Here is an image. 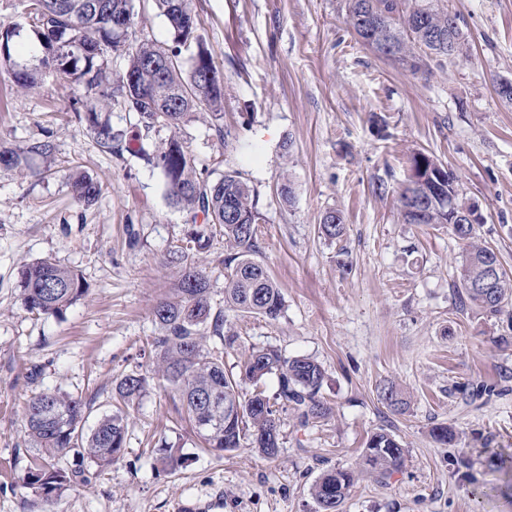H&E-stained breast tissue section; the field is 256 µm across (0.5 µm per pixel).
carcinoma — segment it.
Returning a JSON list of instances; mask_svg holds the SVG:
<instances>
[{"label": "carcinoma", "mask_w": 512, "mask_h": 512, "mask_svg": "<svg viewBox=\"0 0 512 512\" xmlns=\"http://www.w3.org/2000/svg\"><path fill=\"white\" fill-rule=\"evenodd\" d=\"M168 24L169 44L127 43L128 32L112 26V17L125 15L135 20L134 0H24L33 17L30 30L40 44L41 64L50 66L60 84L75 95L85 89V99L73 98L76 120L85 126L101 150L110 154L142 151L141 132L165 127L169 136L155 150L153 166L164 177L168 197L186 209L193 228L186 246L173 252L170 262L181 265L171 297L153 309L155 336L151 341L153 368L133 369L121 376L115 397L129 405L141 399L152 383L169 389L178 398V413L194 423L203 449L224 452L241 447L244 437L269 458L280 448V419L277 409L260 389L269 375L278 377V399L283 406L300 411L301 424L325 420L332 407L322 400L325 372L307 356L287 357L275 348L250 352L237 371L224 368V348L234 346L237 336L224 332V318L212 315L210 279L194 263H186L189 252L204 250L214 239H224L230 253L224 258V304L235 311L278 319L283 312L280 288L263 265L252 258L260 216L254 190L236 171L211 178L207 168L197 166L180 138L181 126L200 108L208 111L217 131L224 120V81L212 51L197 34L195 15L189 0H155ZM345 22L357 37L383 56L417 70L424 58L448 60L459 51L464 32L459 16L433 4V0H346ZM18 24L0 22V58L13 62L29 46L22 40ZM124 60L117 76L108 71L107 57ZM161 61L158 69L150 64ZM14 82L24 91L39 83L37 68L14 62ZM119 108L135 115L128 129L113 127L108 114ZM55 151L51 136L27 141L24 147L0 150V164L19 166L31 157L50 158ZM438 171L443 178L430 186L435 202L420 218L422 224H446L448 195L464 205L453 175L429 154L418 151L411 157V171ZM66 184L74 199L95 204L102 194L100 182L84 173H70ZM328 239L344 235L340 213H325L319 225ZM459 239L467 249L459 266V304L476 307L490 317L512 305V274L498 252L474 241L472 228L461 229ZM487 257L500 270L496 287L473 288L480 279V259ZM22 304L31 313L58 316L76 302L85 287L73 270L51 259H40L20 267ZM222 338L224 346L210 347L207 330ZM379 397L394 413L410 407L405 392L389 381L380 387ZM88 403L79 395L46 390L25 405L24 428L35 450L23 478L37 496L50 499L72 484L83 481L82 472L66 471L48 462L68 452L87 458L99 468L119 459L125 448L126 424L123 410L106 412L94 428L84 431ZM434 439L450 447L459 435L450 425L431 428ZM406 449L391 431L381 428L367 440L357 467L333 468L321 473L311 487L317 512H340L350 488L358 477L383 482L404 462ZM183 461L181 448L168 443L161 458L174 470Z\"/></svg>", "instance_id": "carcinoma-1"}]
</instances>
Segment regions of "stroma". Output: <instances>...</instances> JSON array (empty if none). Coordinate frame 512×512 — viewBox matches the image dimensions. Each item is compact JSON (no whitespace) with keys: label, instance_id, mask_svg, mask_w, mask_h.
<instances>
[{"label":"stroma","instance_id":"1","mask_svg":"<svg viewBox=\"0 0 512 512\" xmlns=\"http://www.w3.org/2000/svg\"><path fill=\"white\" fill-rule=\"evenodd\" d=\"M435 2L460 16L465 44L414 72L357 41L345 0H190L224 77V127L198 113L182 139L214 174L240 172L254 188L253 258L284 297L275 321L225 309L223 241L194 253L214 311L238 336L224 366L269 347L312 357L334 414L304 426L296 411L280 410L272 458L246 444L203 452L156 387L129 409L125 450L112 466L54 459L89 480L48 501L23 485L25 402L47 389L82 395L91 427L111 410L122 374L151 369L153 309L176 280L168 257L190 216L142 157L92 141L51 68L26 93L0 63V148L47 134L56 145L51 159L0 166V512H175L181 502L199 512H314L315 480L356 467L380 428L398 436L405 463L386 482L356 481L343 512H512V471L493 460L512 454V316L460 307L463 242L445 224L404 223L398 206L411 154L434 156L482 214L477 240L512 273V104L496 93L499 80H512V0ZM134 6L129 43H165L153 0ZM72 168L101 183L94 205L78 204L64 184ZM286 180L289 202L278 194ZM331 210L345 224L337 240L319 232ZM44 257L88 285L59 317L21 302L19 268ZM389 380L409 392L407 413L380 400ZM441 423L459 432L456 447L431 437ZM165 439L182 446L185 468L157 464L153 449Z\"/></svg>","mask_w":512,"mask_h":512}]
</instances>
